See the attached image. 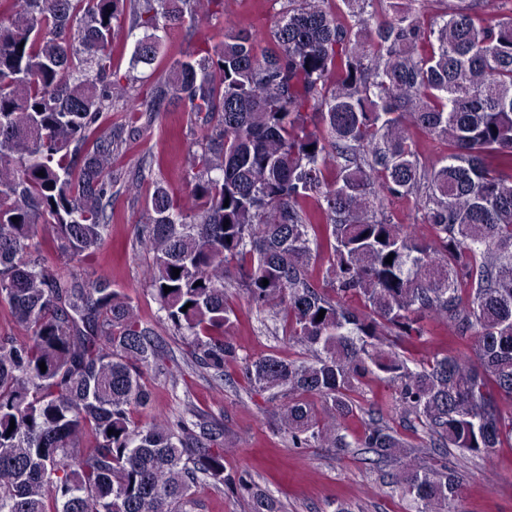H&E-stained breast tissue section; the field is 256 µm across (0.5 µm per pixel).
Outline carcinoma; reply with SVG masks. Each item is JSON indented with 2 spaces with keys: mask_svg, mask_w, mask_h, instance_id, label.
<instances>
[{
  "mask_svg": "<svg viewBox=\"0 0 512 512\" xmlns=\"http://www.w3.org/2000/svg\"><path fill=\"white\" fill-rule=\"evenodd\" d=\"M489 2L444 0L429 17L425 0H342L338 19L331 0H288L260 33L224 0H0V307L26 331L0 335V512H193L208 480L280 512L224 474L215 425L134 417L162 341L112 280L78 270L107 242L112 197L162 168L147 156L129 179L117 162L172 97L201 122L187 192L155 179L138 244L191 367L221 379L241 364L297 448L345 446L375 372L440 448L512 440L494 408L512 398V0ZM216 26L223 39L162 69L129 126L132 77L112 65L123 29L142 31L135 70L165 55L168 32ZM424 140L444 148L431 166ZM388 197L412 201L413 222L393 221ZM321 256L331 296L310 270ZM232 263L309 358L239 356ZM428 322L476 338V359L414 360ZM358 447L400 463L392 483L417 512H458L452 469L416 461L388 424L369 417Z\"/></svg>",
  "mask_w": 512,
  "mask_h": 512,
  "instance_id": "1",
  "label": "carcinoma"
}]
</instances>
